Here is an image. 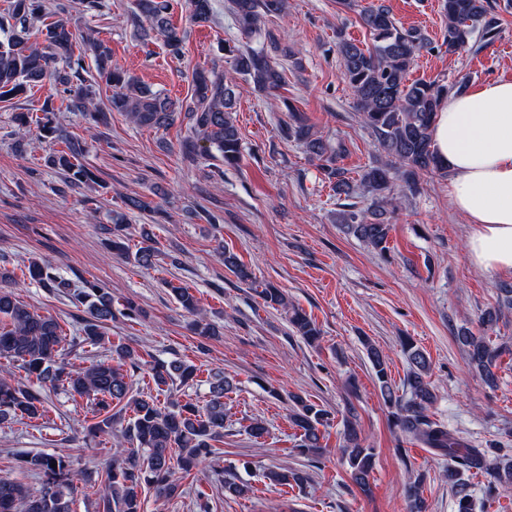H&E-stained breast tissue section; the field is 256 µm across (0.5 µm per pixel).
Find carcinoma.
<instances>
[{"mask_svg":"<svg viewBox=\"0 0 512 512\" xmlns=\"http://www.w3.org/2000/svg\"><path fill=\"white\" fill-rule=\"evenodd\" d=\"M238 29L247 37L261 35L264 19L283 12L287 0H228ZM190 20L204 23L211 16L210 0H191ZM172 0H135L137 17L142 20L141 36L153 34L164 38L170 53L181 56L183 36L169 19ZM497 4L492 0H443L447 20L442 44L448 53L479 52L491 46L499 35ZM363 27L372 37V47L364 49L336 29V48L343 76L349 85L355 110L361 122L371 130L383 158L366 169L360 183L371 194L372 204L365 210L343 211L339 223L344 231L367 245L384 250L391 231L389 207L393 206L392 177H401L406 190H418L421 172L444 169L432 145L431 127L444 96L467 87L468 78L447 85L438 80L408 81L410 67L419 52L430 45L427 34L399 24L387 6L380 4L359 12ZM0 103L17 107L14 99L21 93L42 86L51 76L64 85L60 106L68 112H81L90 119V127L108 124L107 113L122 112L137 126L165 128L175 120L173 104L160 93L139 85L120 65L112 62L111 50L102 42L78 38L75 28L59 5L48 0H8L0 14ZM90 47L100 75L112 87V98L105 108L93 105L92 84L86 79L85 53L75 52L77 40ZM279 51L276 42L261 43L242 49L224 47L232 71L264 91L275 89L283 80L282 72L272 60ZM65 58L68 71L56 70L57 60ZM235 105L234 78L199 71L193 78V95L186 112L194 130L224 160L234 167L241 158V137L230 115ZM44 118L33 119L26 112L13 114L18 132L28 134L36 127L39 136L66 143V149L50 156L49 163L63 176L64 184L81 188L97 183L95 175L79 159L81 148L67 130L54 123L53 104H45ZM293 123L287 136L302 141L310 154L321 161L320 169L337 194L353 193L348 172L337 165L339 150L312 133L301 113L289 109ZM125 215H112V227L104 228L112 236L108 246L112 253H128L126 236L121 234ZM224 267L241 283H253L251 270L229 250L222 252ZM157 250L152 233L144 229L141 245L134 259L144 267L153 264ZM29 278L45 288H68L70 284L51 271V265L32 261L27 267ZM19 285L14 272L0 267V359L17 364L24 370L27 383L0 377V425L18 419H36L46 410L48 395L63 389L71 398L79 397L93 408L97 422L89 434L110 433L115 424L112 407L123 405L131 410L125 427L116 434L117 448L103 480L102 512H143L142 492L150 486L159 498L172 499L182 493L174 478L175 470L189 471L215 455L213 443L224 438V396L233 389V379L218 370L207 379L209 399L201 410L190 401L185 403L167 396L161 403L151 395L132 394L130 373L141 365L138 350L126 344L110 346V357L85 368H67L59 362L63 347V328L51 314H43L19 301L13 288ZM181 309L196 317L195 333L210 339L219 335L216 327L200 318V304L191 289L171 286ZM72 297L83 306V338L91 346L105 343L103 326L112 320V298L97 284L85 280ZM292 332L312 344L320 336L315 322L305 312L292 309L289 317ZM466 348L469 362L492 385V368L507 351V343L495 344L484 336L463 330L457 336ZM410 372L406 378L408 399L396 394L387 372L386 357L373 345L366 344L367 356L375 371L381 396L389 407L392 423L411 441L432 448L450 459L448 484L455 490L457 512H472L473 499L466 471L476 469L490 473L493 484L512 485V459L499 455L494 448H471L431 419L429 409L436 399L428 380L430 369L426 354L409 340L401 344ZM197 368L182 360L157 361L152 376L158 390L176 383L184 386L196 377ZM293 424L300 431L299 451L303 455L320 453V426L328 413L301 397L294 398ZM347 462L353 482L369 491L372 470L371 449L362 445L354 423L346 432ZM22 467L41 476L40 489L29 492L21 483L0 478V512H72L77 486L62 454H28L21 456ZM272 486L306 481L297 470L271 471L266 474ZM409 512H425V500L417 483L406 491Z\"/></svg>","mask_w":512,"mask_h":512,"instance_id":"cac0c4a2","label":"carcinoma"}]
</instances>
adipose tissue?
<instances>
[{
  "label": "adipose tissue",
  "mask_w": 512,
  "mask_h": 512,
  "mask_svg": "<svg viewBox=\"0 0 512 512\" xmlns=\"http://www.w3.org/2000/svg\"><path fill=\"white\" fill-rule=\"evenodd\" d=\"M432 140L449 173L448 197L469 219L474 265L512 270V82L489 81L441 102Z\"/></svg>",
  "instance_id": "1"
}]
</instances>
